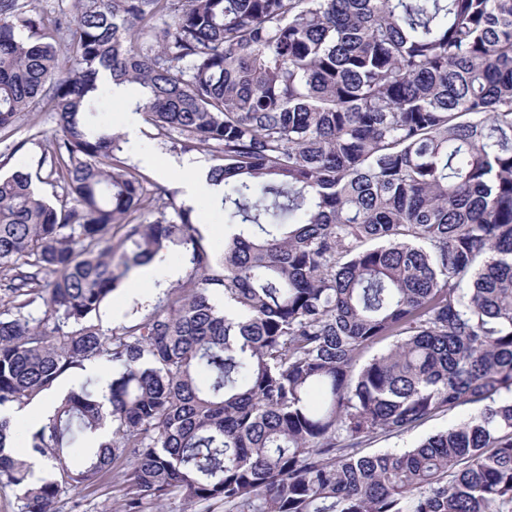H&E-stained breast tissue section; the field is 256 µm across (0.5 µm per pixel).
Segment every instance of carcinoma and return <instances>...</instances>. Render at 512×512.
<instances>
[{"label": "carcinoma", "instance_id": "1", "mask_svg": "<svg viewBox=\"0 0 512 512\" xmlns=\"http://www.w3.org/2000/svg\"><path fill=\"white\" fill-rule=\"evenodd\" d=\"M74 4L0 0V130L56 113L39 166L65 190L0 174V410L90 361L115 377L71 389L25 456L0 416L18 512H60L120 459L121 512H512V0ZM102 68L173 148L214 153L223 253L93 119ZM170 245L186 280L95 324ZM475 408L473 406H462L454 410L453 412L445 415H439L431 418L425 422L422 426L414 429L408 434L400 438L380 439L374 443H371L365 448V452L372 453L380 450H401L403 448H409L413 443L419 439L427 436L428 434L442 429L448 426L449 423L459 422L466 419Z\"/></svg>", "mask_w": 512, "mask_h": 512}]
</instances>
